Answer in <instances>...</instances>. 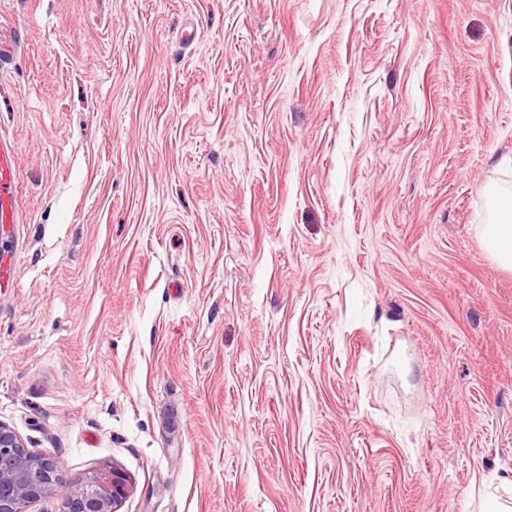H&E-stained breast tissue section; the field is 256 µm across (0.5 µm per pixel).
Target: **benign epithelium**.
Instances as JSON below:
<instances>
[{"label":"benign epithelium","instance_id":"7a95c632","mask_svg":"<svg viewBox=\"0 0 512 512\" xmlns=\"http://www.w3.org/2000/svg\"><path fill=\"white\" fill-rule=\"evenodd\" d=\"M62 462L35 455L10 428L0 424V512H24L32 500L65 494L67 512H114L127 495V476L117 469L94 474L78 487L61 478Z\"/></svg>","mask_w":512,"mask_h":512}]
</instances>
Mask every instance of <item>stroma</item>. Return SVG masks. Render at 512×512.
<instances>
[{
	"instance_id": "1",
	"label": "stroma",
	"mask_w": 512,
	"mask_h": 512,
	"mask_svg": "<svg viewBox=\"0 0 512 512\" xmlns=\"http://www.w3.org/2000/svg\"><path fill=\"white\" fill-rule=\"evenodd\" d=\"M0 423L117 512H473L512 480V0H0ZM15 146L10 141L0 138V223L14 220L12 193L16 178L14 168ZM493 201V224H485L483 240L495 259L512 270V194L490 192Z\"/></svg>"
}]
</instances>
